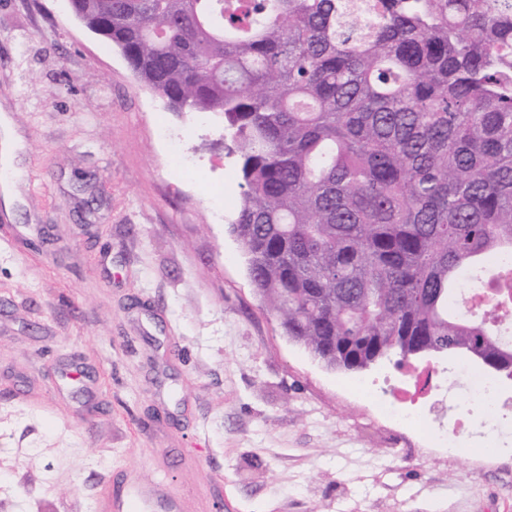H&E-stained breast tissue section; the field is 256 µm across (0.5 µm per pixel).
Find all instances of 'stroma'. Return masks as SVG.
Instances as JSON below:
<instances>
[{
	"label": "stroma",
	"instance_id": "stroma-1",
	"mask_svg": "<svg viewBox=\"0 0 512 512\" xmlns=\"http://www.w3.org/2000/svg\"><path fill=\"white\" fill-rule=\"evenodd\" d=\"M25 138L1 224L0 512H99L122 472L206 512H512V449L432 447L284 335L229 232L210 112L139 84L69 0H0V100Z\"/></svg>",
	"mask_w": 512,
	"mask_h": 512
}]
</instances>
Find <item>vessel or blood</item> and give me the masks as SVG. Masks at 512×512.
Returning <instances> with one entry per match:
<instances>
[{
    "label": "vessel or blood",
    "instance_id": "b4317fda",
    "mask_svg": "<svg viewBox=\"0 0 512 512\" xmlns=\"http://www.w3.org/2000/svg\"><path fill=\"white\" fill-rule=\"evenodd\" d=\"M165 478L143 484L131 479L108 487L99 505L100 512H184L181 498L165 490Z\"/></svg>",
    "mask_w": 512,
    "mask_h": 512
}]
</instances>
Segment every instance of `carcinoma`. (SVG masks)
I'll use <instances>...</instances> for the list:
<instances>
[{
	"label": "carcinoma",
	"instance_id": "obj_1",
	"mask_svg": "<svg viewBox=\"0 0 512 512\" xmlns=\"http://www.w3.org/2000/svg\"><path fill=\"white\" fill-rule=\"evenodd\" d=\"M173 112L224 119L253 288L327 366H512V0H78Z\"/></svg>",
	"mask_w": 512,
	"mask_h": 512
}]
</instances>
